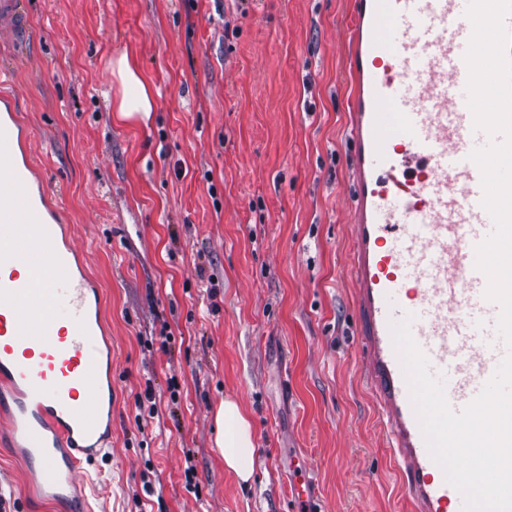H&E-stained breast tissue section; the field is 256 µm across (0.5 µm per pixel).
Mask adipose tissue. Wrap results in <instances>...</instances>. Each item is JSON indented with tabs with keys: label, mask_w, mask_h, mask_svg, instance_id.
<instances>
[{
	"label": "adipose tissue",
	"mask_w": 512,
	"mask_h": 512,
	"mask_svg": "<svg viewBox=\"0 0 512 512\" xmlns=\"http://www.w3.org/2000/svg\"><path fill=\"white\" fill-rule=\"evenodd\" d=\"M112 73L119 81L115 110L122 119L149 120L155 101L148 83L128 55H120L112 63ZM215 422L216 445L225 468L240 481L252 478L258 464L251 418L244 406L233 397H225L219 405Z\"/></svg>",
	"instance_id": "ef3b65f1"
}]
</instances>
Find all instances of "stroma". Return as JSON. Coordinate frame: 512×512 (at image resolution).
<instances>
[{
	"label": "stroma",
	"instance_id": "stroma-1",
	"mask_svg": "<svg viewBox=\"0 0 512 512\" xmlns=\"http://www.w3.org/2000/svg\"><path fill=\"white\" fill-rule=\"evenodd\" d=\"M26 7L0 86L112 346L109 452L76 473L91 512H289L296 453L321 512H407L354 336L348 0ZM123 53L153 92L149 121L113 110ZM227 395L255 427L247 484L215 445ZM0 495L8 512L79 507L28 483L1 413Z\"/></svg>",
	"mask_w": 512,
	"mask_h": 512
}]
</instances>
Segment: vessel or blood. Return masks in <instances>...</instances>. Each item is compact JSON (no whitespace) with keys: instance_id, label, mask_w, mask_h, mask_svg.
<instances>
[{"instance_id":"obj_1","label":"vessel or blood","mask_w":512,"mask_h":512,"mask_svg":"<svg viewBox=\"0 0 512 512\" xmlns=\"http://www.w3.org/2000/svg\"><path fill=\"white\" fill-rule=\"evenodd\" d=\"M468 0H352L346 30L352 78V271L358 334L370 391L409 512H462L461 494L428 450L391 325L411 331L446 396L461 411L507 355L499 308L484 297L475 247L492 231L479 168L464 54ZM23 0H0V30L18 42ZM27 133L0 98V390L22 460L53 498L77 488L75 473L104 453L108 400L99 339L101 299L74 269V249L45 190L21 157ZM292 512H320L308 468L290 463Z\"/></svg>"}]
</instances>
